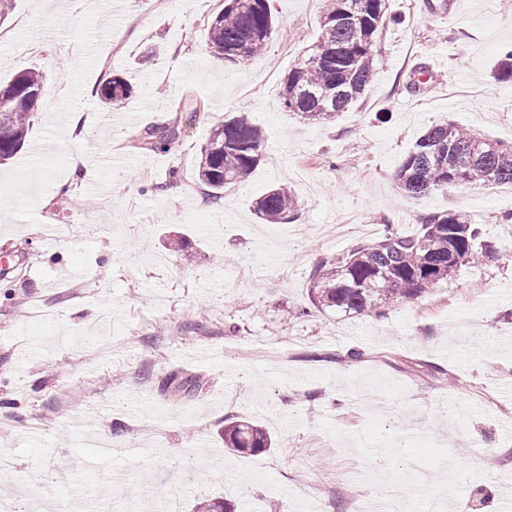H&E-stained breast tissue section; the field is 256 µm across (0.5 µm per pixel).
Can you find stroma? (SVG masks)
<instances>
[{
  "mask_svg": "<svg viewBox=\"0 0 512 512\" xmlns=\"http://www.w3.org/2000/svg\"><path fill=\"white\" fill-rule=\"evenodd\" d=\"M325 4L270 0L267 50L221 67L207 33L224 0H13L0 17V82L22 69L44 80L23 149L0 165V247L14 260L0 275V458L14 512L61 499L165 512L172 497L178 512L213 498L237 512H354L387 481L425 484L447 512L512 504V186L411 200L395 182L432 123L512 142V81L493 77L512 8L389 0L373 82L318 124L279 95ZM116 75L133 94L113 111L96 92ZM238 111L262 131L263 158L213 202L197 161ZM164 129L175 140L152 149L147 132ZM74 150L88 160L79 178ZM281 184L299 218L261 224L253 203ZM455 210L494 257L376 313L312 306L320 261ZM236 420L274 448H225ZM86 432L114 455L81 445Z\"/></svg>",
  "mask_w": 512,
  "mask_h": 512,
  "instance_id": "1",
  "label": "stroma"
}]
</instances>
